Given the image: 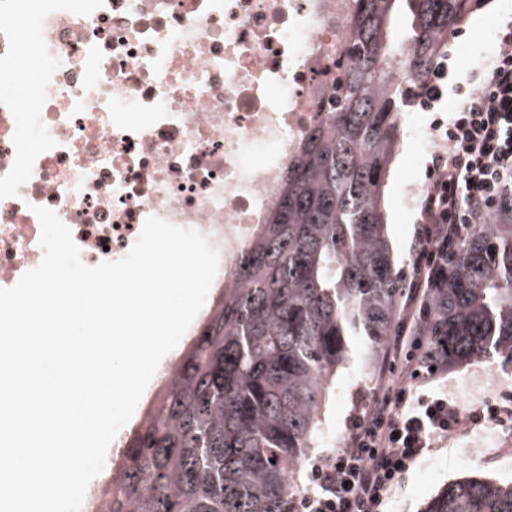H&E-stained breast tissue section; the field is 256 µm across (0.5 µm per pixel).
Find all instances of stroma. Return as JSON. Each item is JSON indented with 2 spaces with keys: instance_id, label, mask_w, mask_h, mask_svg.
Wrapping results in <instances>:
<instances>
[{
  "instance_id": "35a3bbf8",
  "label": "stroma",
  "mask_w": 512,
  "mask_h": 512,
  "mask_svg": "<svg viewBox=\"0 0 512 512\" xmlns=\"http://www.w3.org/2000/svg\"><path fill=\"white\" fill-rule=\"evenodd\" d=\"M512 19V0H486L463 30L451 38L441 60L448 71V87L432 110L423 116L424 123L433 118L449 119L457 104V89L475 74L491 55L503 22ZM428 152L416 140L405 138L395 155L385 188V207L394 255L403 264H412L416 236L421 217V198H408L407 188L428 182ZM484 365L480 362L443 368L436 375L411 380L413 391L444 392L454 399L462 411L484 400V393H469L468 387ZM384 383L378 367L368 366L361 354L340 368L328 387L320 411L319 433L311 457L334 450V440L346 437L347 421L355 396L383 394ZM467 435L458 434L455 441L444 442L422 457L403 478L389 503V512H423L426 503L448 482L468 476L484 477L498 482L512 481V455H494L479 465L465 461Z\"/></svg>"
}]
</instances>
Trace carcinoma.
Segmentation results:
<instances>
[{"label":"carcinoma","instance_id":"obj_1","mask_svg":"<svg viewBox=\"0 0 512 512\" xmlns=\"http://www.w3.org/2000/svg\"><path fill=\"white\" fill-rule=\"evenodd\" d=\"M349 60L144 417L105 467V512H283L349 338L383 353L410 282L384 180L399 118L481 0H353ZM408 64L410 77L394 76ZM423 336L447 365L512 362V199L458 245ZM425 512H512V483L463 478Z\"/></svg>","mask_w":512,"mask_h":512}]
</instances>
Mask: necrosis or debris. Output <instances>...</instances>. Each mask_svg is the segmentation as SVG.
<instances>
[{"instance_id": "necrosis-or-debris-1", "label": "necrosis or debris", "mask_w": 512, "mask_h": 512, "mask_svg": "<svg viewBox=\"0 0 512 512\" xmlns=\"http://www.w3.org/2000/svg\"><path fill=\"white\" fill-rule=\"evenodd\" d=\"M351 0H0V288L40 265L34 207L90 267L148 217L228 281L348 62ZM32 53L36 91L19 60Z\"/></svg>"}]
</instances>
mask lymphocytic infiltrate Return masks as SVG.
Wrapping results in <instances>:
<instances>
[{
    "mask_svg": "<svg viewBox=\"0 0 512 512\" xmlns=\"http://www.w3.org/2000/svg\"><path fill=\"white\" fill-rule=\"evenodd\" d=\"M431 183L415 250L416 295L408 315H425L457 244L512 190V26L501 29L476 87L464 90L448 123L446 145L431 156ZM393 336L385 373L395 375L384 399H360L343 448L314 463L307 490L289 512H388L393 492L412 466L463 419L512 425V405L481 403L469 416L447 394L412 396L399 377L420 370L424 344L412 325Z\"/></svg>",
    "mask_w": 512,
    "mask_h": 512,
    "instance_id": "lymphocytic-infiltrate-1",
    "label": "lymphocytic infiltrate"
}]
</instances>
